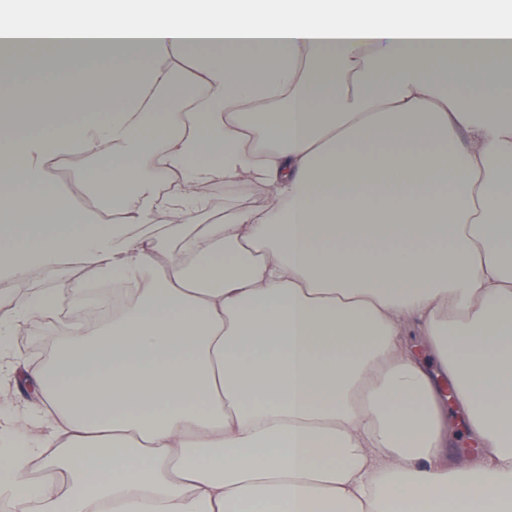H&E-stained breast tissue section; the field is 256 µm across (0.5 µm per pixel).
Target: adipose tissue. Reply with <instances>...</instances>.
<instances>
[{"mask_svg":"<svg viewBox=\"0 0 512 512\" xmlns=\"http://www.w3.org/2000/svg\"><path fill=\"white\" fill-rule=\"evenodd\" d=\"M500 0H0V54L104 95L0 72L7 512H512V14ZM111 71H104V64ZM197 102L171 111L164 90ZM119 223L77 209L49 161ZM177 215L158 224L160 185ZM273 188L197 224L193 186ZM59 323L53 361L9 338ZM456 403L481 458L448 456ZM45 477H28V467ZM54 162H66L68 164L64 179L60 178L57 170H55V166H53L52 169L56 181L68 191L70 197L74 199L81 198L84 201V206L80 209L88 213H97L100 215L108 214L107 216H113L112 201L102 198L90 187L73 180V173L77 169L84 167H107L110 163L107 158L98 155L91 156L78 151L63 158H55ZM61 280L48 279L44 274L40 273L38 269H33L28 277L16 284L18 288H14V296L17 300H24V296L29 293L40 291L46 288H58L65 280L87 279L90 274L87 269L76 263L75 265H68L61 269Z\"/></svg>","mask_w":512,"mask_h":512,"instance_id":"obj_1","label":"adipose tissue"}]
</instances>
